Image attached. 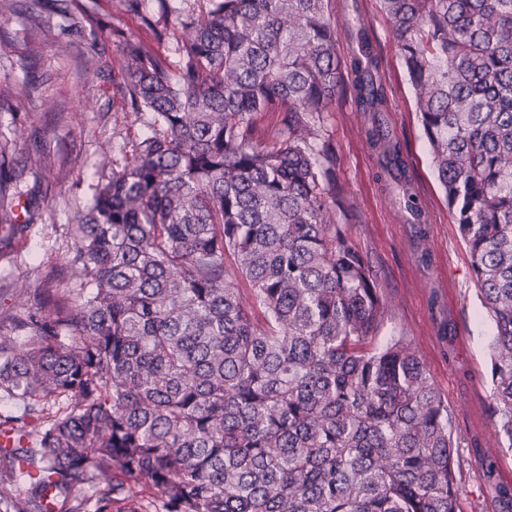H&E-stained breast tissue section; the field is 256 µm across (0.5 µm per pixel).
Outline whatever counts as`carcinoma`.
I'll return each instance as SVG.
<instances>
[{"mask_svg": "<svg viewBox=\"0 0 512 512\" xmlns=\"http://www.w3.org/2000/svg\"><path fill=\"white\" fill-rule=\"evenodd\" d=\"M358 0H33L112 42L125 106L152 115L50 270L0 309L4 512H459L463 438L353 237L336 169L339 99L376 181L417 224L381 57ZM491 338L490 422L512 450V0H381ZM348 48L340 50L341 38ZM277 114L272 135L256 118ZM25 168L0 143V245ZM233 258L234 266H227ZM241 280L248 288L236 287ZM155 496L145 504L133 486ZM112 1V2H106ZM103 2V9L101 10V14L103 15V20L106 24H120L124 25L130 29H135L137 25V21L130 15L126 14L122 10V6L118 4L119 0H106Z\"/></svg>", "mask_w": 512, "mask_h": 512, "instance_id": "1", "label": "carcinoma"}]
</instances>
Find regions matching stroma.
Returning a JSON list of instances; mask_svg holds the SVG:
<instances>
[{
    "mask_svg": "<svg viewBox=\"0 0 512 512\" xmlns=\"http://www.w3.org/2000/svg\"><path fill=\"white\" fill-rule=\"evenodd\" d=\"M363 2L382 55L389 96L386 118L408 152L428 224L425 240L417 241L416 225L382 194L360 115L342 100L336 104L333 137L340 177L360 215L356 241L388 299L385 335L411 338L454 410L455 427L464 438L457 474L462 512H499L490 483L478 476L487 435L469 418L471 406L489 405L488 343L494 324L481 306L470 256L431 162L387 17L379 0ZM13 4L14 11L0 14V140H14L21 163L36 147H44L66 172L60 179L54 171L30 169L20 182L21 193L36 190L40 197L30 231L0 258V304L19 308L25 302L19 287L37 288L71 251L70 227L93 193L98 162L111 158L123 137L142 133L145 117L123 108L111 43H91L76 26H37L27 18L29 0ZM62 42L70 51L66 60L57 55ZM33 48L41 59L30 78L20 62ZM87 56L96 59V67L81 68ZM24 84L29 91L22 96L18 90Z\"/></svg>",
    "mask_w": 512,
    "mask_h": 512,
    "instance_id": "35a3bbf8",
    "label": "stroma"
}]
</instances>
